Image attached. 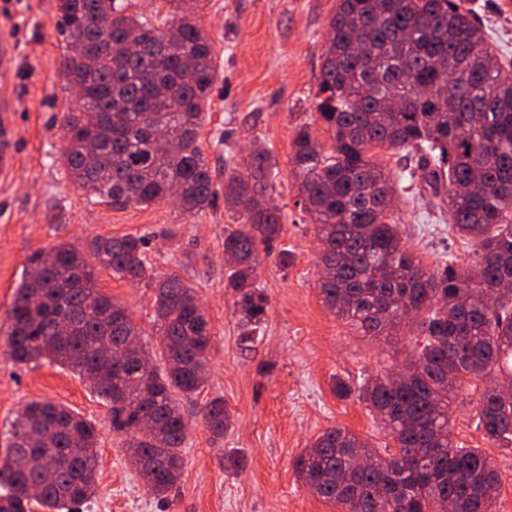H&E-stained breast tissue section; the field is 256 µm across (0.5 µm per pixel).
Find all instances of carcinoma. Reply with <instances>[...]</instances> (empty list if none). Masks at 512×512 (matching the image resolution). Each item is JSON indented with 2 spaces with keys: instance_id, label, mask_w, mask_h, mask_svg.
I'll use <instances>...</instances> for the list:
<instances>
[{
  "instance_id": "carcinoma-1",
  "label": "carcinoma",
  "mask_w": 512,
  "mask_h": 512,
  "mask_svg": "<svg viewBox=\"0 0 512 512\" xmlns=\"http://www.w3.org/2000/svg\"><path fill=\"white\" fill-rule=\"evenodd\" d=\"M55 28L83 57L62 58L81 104L64 115L61 161L85 193L118 208L176 196L182 213L211 206L212 174L200 146L216 82L210 38L186 15L169 21L129 12L125 0H57ZM315 121L327 151L301 125L292 172L315 224L317 287L324 306L366 336L415 322L423 342L398 372L363 380L359 399L396 450L380 454L349 430L330 427L295 462L313 494L342 512H492L497 464L454 443L450 422L467 379H489L477 424L512 446V387L493 377L512 359V77L459 0H337L321 55ZM380 147L432 162L426 183L448 206V223L480 250L473 269L425 266L391 223L396 181L372 161ZM276 160L250 149L224 178V207L242 223L224 229L234 270L240 336L252 340L266 316L257 286L259 247L283 231L272 204ZM90 255L119 278L154 288L158 350L150 369L112 362L99 345L146 354L127 309L95 287L86 256L67 243L30 258L8 312L11 359H46L87 379L109 406L112 431L128 438L132 466L163 499L184 465L186 430L178 398L205 381L210 329L194 288L154 272L141 237L93 238ZM220 440L224 400L203 413ZM98 432L52 401H31L11 426L0 459V512H74L95 493ZM367 451L370 463L355 465ZM40 489L30 498L28 490Z\"/></svg>"
}]
</instances>
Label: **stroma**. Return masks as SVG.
<instances>
[{
    "label": "stroma",
    "mask_w": 512,
    "mask_h": 512,
    "mask_svg": "<svg viewBox=\"0 0 512 512\" xmlns=\"http://www.w3.org/2000/svg\"><path fill=\"white\" fill-rule=\"evenodd\" d=\"M474 10L506 73L512 75V0H463ZM211 38L218 78L206 108L200 144L216 190L250 144L277 160L274 199L284 231L258 271L269 298L253 342H243L235 298L226 286L224 229L240 217L223 202L188 216L174 205L116 208L87 197L61 163L63 116L79 100L59 69L63 49L54 29L56 0H0V35L14 45V77L8 90L17 139L11 181L0 186V456L6 433L33 400L68 406L99 433L97 494L80 512H340L297 478L295 460L332 426L367 438L378 450H395L357 395L338 397L337 381L359 386L364 378L400 365L418 333L405 326L389 336H365L323 304L316 287L315 226L297 203L292 178V139L315 122L320 56L336 0H188ZM392 221L406 247L426 265L466 268L476 260L473 242L448 222V209L430 190L397 194ZM142 236L160 274H176L194 287L211 334L207 382L181 401L188 423L185 465L167 500L149 494L130 463L125 439L112 431L108 406L72 371L47 362L19 365L6 347L7 312L32 254L68 242L86 250L96 236ZM287 250L286 261L277 253ZM96 285L124 306L145 334L154 335V290L129 284L95 267ZM484 388L469 381L458 399L451 433L460 446L495 458L501 488L492 512H512V450L492 444L477 429V400ZM223 399L232 425L213 442L202 414Z\"/></svg>",
    "instance_id": "35a3bbf8"
}]
</instances>
